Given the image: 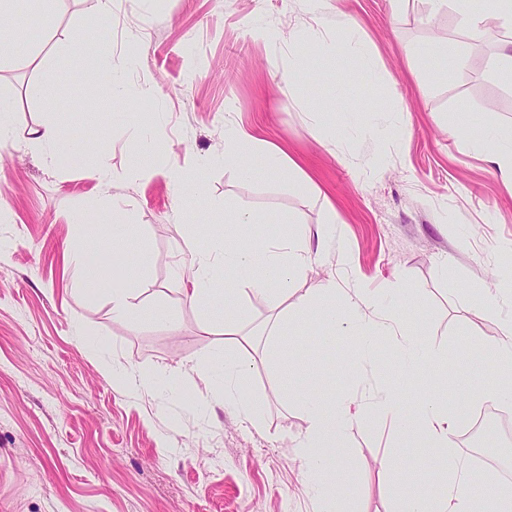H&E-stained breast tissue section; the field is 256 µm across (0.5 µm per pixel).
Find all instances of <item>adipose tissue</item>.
<instances>
[{
	"label": "adipose tissue",
	"mask_w": 512,
	"mask_h": 512,
	"mask_svg": "<svg viewBox=\"0 0 512 512\" xmlns=\"http://www.w3.org/2000/svg\"><path fill=\"white\" fill-rule=\"evenodd\" d=\"M259 221L257 214L242 206L234 224L212 225L192 241L194 260L185 294L190 302L208 305L212 318L223 321L224 333L228 336L237 333L236 312L245 296L259 294L287 300L291 284L311 266V259L295 233L269 246L254 249L238 246L239 234ZM148 264L147 253L138 251L125 287L112 293L114 318L129 319L139 315L134 300L140 291L143 269ZM308 320L316 322L326 338L349 337L366 359L381 340H395L410 368L428 372L429 391L410 410L401 407L394 392L387 387L377 388L366 400L341 393L336 401L325 402L296 377L293 356L279 341L284 327ZM267 334L270 341L261 363L228 358L221 368L203 371L202 376L207 383L223 384L225 400L239 404L244 415L254 418L258 415V406L241 399V387L258 367L276 371L289 397L300 402L306 412L308 428L295 446L311 480V491L324 500L323 512H350L338 492L349 472L346 438L353 425L369 413L390 422L401 447L408 448L420 441L434 448L435 467L443 475L445 489L442 495H433L424 475L403 470L398 454H386L381 467L390 478L392 512H476V502L489 498L498 500L497 512H512L511 497L499 495L493 485L477 486L466 474L455 443L461 414L438 395L439 387L446 383L439 374L447 362L446 356L427 346L420 334L406 327L398 311L384 307L381 298L369 289L358 285L341 292L335 282H322L296 302H290L278 319L270 323Z\"/></svg>",
	"instance_id": "1"
}]
</instances>
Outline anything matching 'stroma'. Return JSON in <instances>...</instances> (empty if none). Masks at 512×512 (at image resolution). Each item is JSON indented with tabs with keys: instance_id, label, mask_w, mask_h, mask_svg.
I'll list each match as a JSON object with an SVG mask.
<instances>
[{
	"instance_id": "obj_1",
	"label": "stroma",
	"mask_w": 512,
	"mask_h": 512,
	"mask_svg": "<svg viewBox=\"0 0 512 512\" xmlns=\"http://www.w3.org/2000/svg\"><path fill=\"white\" fill-rule=\"evenodd\" d=\"M21 10L39 35L19 25L16 55L0 60V97L15 107L13 142L0 149V512H320L294 447L307 417L277 375L263 369L243 385L260 407L251 420L197 372L224 359L223 325L183 292L191 241L214 206L229 220L242 204L261 215L251 247L296 225L312 268L289 300L329 278L389 290L408 327L447 352L448 385L473 412L485 409L478 391L512 386L490 351L458 358L466 341L499 336L481 294L512 265V185L475 150L512 131V72L499 67L512 31L490 22L483 44L449 60L435 45L466 35L454 5L436 12L430 0H114L107 18L91 0H23ZM105 31L108 72L90 47H68ZM296 57L309 72L292 81ZM116 78L149 96L121 95ZM63 87L78 101L64 115L69 135L92 145L77 162L29 140ZM233 125L250 135L240 156L253 179L216 159ZM144 144L151 172L126 177ZM272 147L294 168L265 172ZM102 161L151 257L136 302L166 305L169 323L112 317L135 254L107 225L73 221L101 207ZM175 170L201 181L197 210L176 195ZM331 210L330 238L321 225ZM80 242L87 261L107 259L92 292L66 259ZM277 311L268 298L243 299L251 339L234 356H264L258 329ZM280 341L323 398L359 397L375 382L346 337L323 344L306 322ZM378 358L398 401L414 406L427 378L400 365L391 341ZM129 370L166 380L131 394L118 380ZM347 443L343 496L353 512H390L380 466L395 443L389 422L367 416Z\"/></svg>"
}]
</instances>
